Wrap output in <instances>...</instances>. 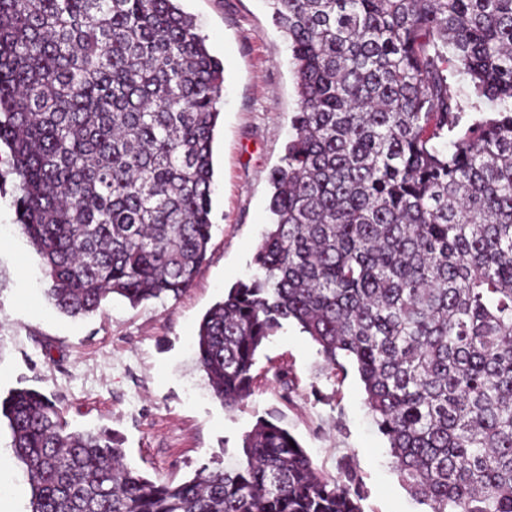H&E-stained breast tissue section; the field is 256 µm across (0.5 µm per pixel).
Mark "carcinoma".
Segmentation results:
<instances>
[{
    "mask_svg": "<svg viewBox=\"0 0 512 512\" xmlns=\"http://www.w3.org/2000/svg\"><path fill=\"white\" fill-rule=\"evenodd\" d=\"M267 2L295 61L294 135L257 273L203 316L198 367L233 409L294 322L332 369L355 365L423 512H512V0ZM451 68L492 116L462 124ZM223 86L179 0H0V143L60 311L191 286ZM0 415L30 512H363L357 473L318 471L272 420L232 466L174 484L36 389Z\"/></svg>",
    "mask_w": 512,
    "mask_h": 512,
    "instance_id": "carcinoma-1",
    "label": "carcinoma"
}]
</instances>
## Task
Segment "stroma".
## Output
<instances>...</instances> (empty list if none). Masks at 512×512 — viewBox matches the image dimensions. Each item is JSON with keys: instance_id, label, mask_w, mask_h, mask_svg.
I'll return each instance as SVG.
<instances>
[{"instance_id": "35a3bbf8", "label": "stroma", "mask_w": 512, "mask_h": 512, "mask_svg": "<svg viewBox=\"0 0 512 512\" xmlns=\"http://www.w3.org/2000/svg\"><path fill=\"white\" fill-rule=\"evenodd\" d=\"M224 65L214 141L212 237L207 259L179 296L131 306L112 297L72 318L48 298L43 260L16 220V180L0 145V396L34 387L56 399L72 428L109 427L125 461L150 478L181 482L221 468L265 418L288 429L323 473L350 463L364 512H421L392 466L354 366L334 374L317 344L283 325L256 357L254 394L232 412L211 393L194 355L199 322L235 282L271 222L270 175L293 134L296 75L289 43L265 0H181ZM287 369V381L275 373ZM31 489L0 419V512H29Z\"/></svg>"}]
</instances>
